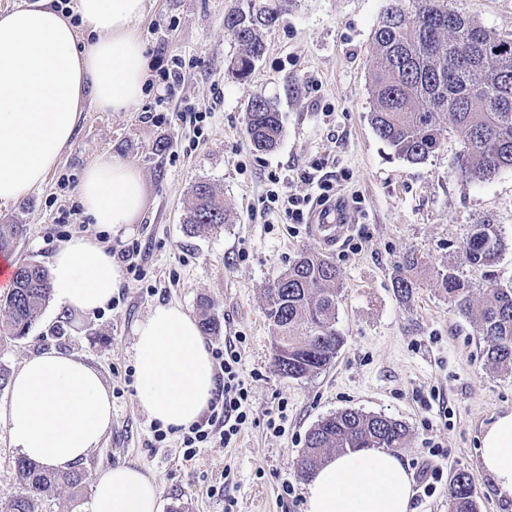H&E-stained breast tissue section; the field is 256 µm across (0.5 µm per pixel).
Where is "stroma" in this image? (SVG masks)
Wrapping results in <instances>:
<instances>
[{
    "mask_svg": "<svg viewBox=\"0 0 512 512\" xmlns=\"http://www.w3.org/2000/svg\"><path fill=\"white\" fill-rule=\"evenodd\" d=\"M387 0H294L278 26L264 31L265 51L247 78L231 65L240 52L224 16L241 0H151L138 24L147 45L149 83L126 112L86 106L71 146L44 183L25 198L0 204V224H23L15 260L49 266L75 235L111 253L138 245L143 278L124 273L111 303L98 313L68 314L46 304L23 337L0 332V368L15 374L34 355L81 358L112 393V425L80 463L89 477L118 465L139 467L161 488L159 512H307L308 479L296 461L309 430L346 409L381 414L408 427L400 449L413 482L441 467L433 495L414 492L413 512H448L452 477L468 473L478 512H512L479 464L482 431L512 411V373L483 365V342L468 318L438 290L434 270L447 264L472 225H499L504 248L488 267L464 266L480 288L493 276L512 285V169L482 183L461 180L454 159L463 145L447 136L422 164L397 158L375 134L370 114L373 32ZM458 8L494 33L512 36V0H457ZM185 63L175 94L162 78L172 57ZM274 102L283 117L278 147L258 153L246 133L253 96ZM207 113L196 136L187 106ZM117 155L143 175V208L135 223H92L78 202L84 169ZM332 159L347 233L329 243L314 224H271L261 204L270 171L314 158ZM210 183L229 220L221 231L188 233L192 188ZM303 251L332 257L340 271L336 329L343 346L326 369L302 379L273 369L274 335L264 290ZM425 268L409 300L393 288L403 257ZM208 302L221 321L210 347L236 343L240 377L250 395L248 421L230 444L213 443L184 462L181 436L153 440V422L136 403L135 326L159 304L198 315ZM287 402L283 434L267 427ZM442 456H432L434 447ZM292 493H284V486Z\"/></svg>",
    "mask_w": 512,
    "mask_h": 512,
    "instance_id": "obj_1",
    "label": "stroma"
}]
</instances>
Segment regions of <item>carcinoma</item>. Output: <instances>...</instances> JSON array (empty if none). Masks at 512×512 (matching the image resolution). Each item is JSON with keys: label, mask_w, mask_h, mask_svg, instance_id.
Returning <instances> with one entry per match:
<instances>
[{"label": "carcinoma", "mask_w": 512, "mask_h": 512, "mask_svg": "<svg viewBox=\"0 0 512 512\" xmlns=\"http://www.w3.org/2000/svg\"><path fill=\"white\" fill-rule=\"evenodd\" d=\"M243 6L224 15V28L241 52L232 70L247 77L264 51L261 31L279 24L293 0H242ZM454 0H388L374 32L376 65L370 78L374 106L371 125L395 155L420 164L453 132L463 143L457 173L481 183L512 169V38L502 37L453 6ZM246 130L258 152L274 150L282 122L273 101L255 96L247 106ZM193 203L186 223L190 229H219L228 221L224 199L206 182L192 188ZM24 234L22 224H0V252ZM503 248L499 225L474 224L459 246L460 261L489 266ZM418 257L406 256L393 288L402 299L417 282L410 271ZM436 284L448 302L468 316L486 344V365L512 371V285L488 278L479 289L459 274L455 262L435 270ZM340 291L334 260L317 252H302L265 289L266 316L275 336L273 366L284 377L300 379L332 363L342 346L336 331ZM47 270L23 261L12 288L0 297V318L10 335L23 337L49 302ZM200 325L217 335L222 324L201 303ZM409 430L402 422L356 410H343L315 424L306 436L305 451L296 466L303 478L313 475L327 453L360 448L405 447ZM18 491L11 512H38L44 496L61 486L80 490L86 474L80 470L52 473L25 457L17 461ZM448 512H477L473 483L457 473L448 490Z\"/></svg>", "instance_id": "obj_1"}]
</instances>
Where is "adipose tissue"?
I'll return each instance as SVG.
<instances>
[{
	"mask_svg": "<svg viewBox=\"0 0 512 512\" xmlns=\"http://www.w3.org/2000/svg\"><path fill=\"white\" fill-rule=\"evenodd\" d=\"M149 0H29L0 12V203L41 185L73 141L85 104L129 110L144 95L148 59L137 25ZM79 200L93 223L135 221L142 174L117 156L85 170ZM122 269L96 241L76 236L57 249L50 284L60 308H105ZM136 402L163 427L195 422L216 390L211 356L196 320L156 305L135 327ZM4 421L15 448L52 472L71 471L99 448L112 424V398L99 373L72 355L28 358L10 384ZM480 465L512 496V412L486 426ZM159 486L120 465L95 480L91 512H157ZM412 475L400 456L365 448L327 458L307 487V512H412Z\"/></svg>",
	"mask_w": 512,
	"mask_h": 512,
	"instance_id": "obj_1",
	"label": "adipose tissue"
}]
</instances>
